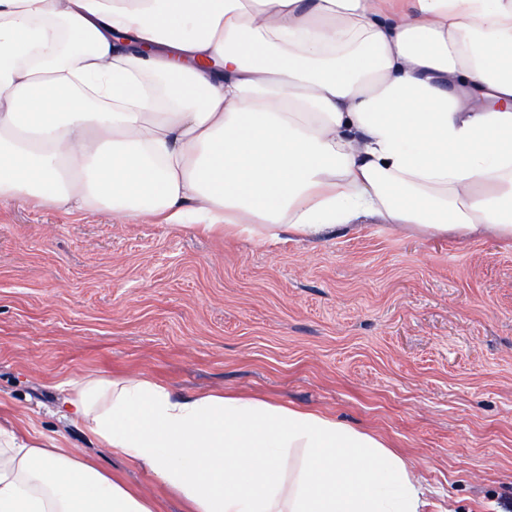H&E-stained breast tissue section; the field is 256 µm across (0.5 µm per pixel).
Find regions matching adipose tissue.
I'll use <instances>...</instances> for the list:
<instances>
[{"label": "adipose tissue", "instance_id": "adipose-tissue-1", "mask_svg": "<svg viewBox=\"0 0 512 512\" xmlns=\"http://www.w3.org/2000/svg\"><path fill=\"white\" fill-rule=\"evenodd\" d=\"M20 198L267 242L512 239V0H0V206ZM66 387L65 417L191 512L426 504L331 416L143 376ZM0 512L154 510L0 424Z\"/></svg>", "mask_w": 512, "mask_h": 512}]
</instances>
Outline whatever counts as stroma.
<instances>
[{
  "instance_id": "35a3bbf8",
  "label": "stroma",
  "mask_w": 512,
  "mask_h": 512,
  "mask_svg": "<svg viewBox=\"0 0 512 512\" xmlns=\"http://www.w3.org/2000/svg\"><path fill=\"white\" fill-rule=\"evenodd\" d=\"M144 375L335 416L431 490L424 512H512V239L359 224L271 246L150 216L0 208V423L181 503L63 418L61 385Z\"/></svg>"
}]
</instances>
